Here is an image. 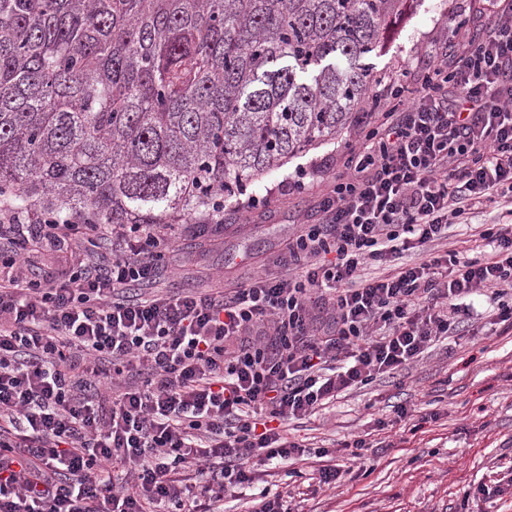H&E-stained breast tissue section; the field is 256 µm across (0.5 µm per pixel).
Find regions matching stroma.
Here are the masks:
<instances>
[{
  "instance_id": "obj_1",
  "label": "stroma",
  "mask_w": 512,
  "mask_h": 512,
  "mask_svg": "<svg viewBox=\"0 0 512 512\" xmlns=\"http://www.w3.org/2000/svg\"><path fill=\"white\" fill-rule=\"evenodd\" d=\"M473 3L410 0L371 59L377 77L371 93H382L387 81L414 84L436 45L469 18ZM363 140L357 124H350L335 140L263 175L252 193L268 196V205L246 213L237 200L226 201L215 232L177 225L154 279L136 286V293H211L273 266L300 225L318 221L320 196ZM298 180L303 188H295ZM497 214L494 207L479 209L467 223L449 225L448 249L465 258L483 256L489 247L476 229ZM467 303L469 315L451 325L447 340L400 375L348 392L317 416L289 421L290 436L335 457L341 469L335 486H310L322 465L315 456L297 462L300 476L279 475L274 486L267 485L263 466H254L247 496L286 487L292 512H512V493L488 499L476 492L512 470V330L493 321L492 295ZM402 406L418 431L398 423ZM356 439L366 446L355 454L347 444Z\"/></svg>"
}]
</instances>
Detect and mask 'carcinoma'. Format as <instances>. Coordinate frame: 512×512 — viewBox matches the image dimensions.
Wrapping results in <instances>:
<instances>
[{
	"label": "carcinoma",
	"mask_w": 512,
	"mask_h": 512,
	"mask_svg": "<svg viewBox=\"0 0 512 512\" xmlns=\"http://www.w3.org/2000/svg\"><path fill=\"white\" fill-rule=\"evenodd\" d=\"M406 0H0V203L77 224H219L336 138Z\"/></svg>",
	"instance_id": "1"
}]
</instances>
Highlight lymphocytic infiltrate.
<instances>
[{
	"label": "lymphocytic infiltrate",
	"instance_id": "obj_1",
	"mask_svg": "<svg viewBox=\"0 0 512 512\" xmlns=\"http://www.w3.org/2000/svg\"><path fill=\"white\" fill-rule=\"evenodd\" d=\"M415 86L365 112L346 160L278 266L212 295H127L169 224H52L0 205V512H221L254 464L299 460L289 420L394 375L488 291L512 329V225L480 259L436 253L449 224L512 200V0ZM117 240L62 284L26 252ZM418 262L391 266L397 254Z\"/></svg>",
	"mask_w": 512,
	"mask_h": 512
}]
</instances>
